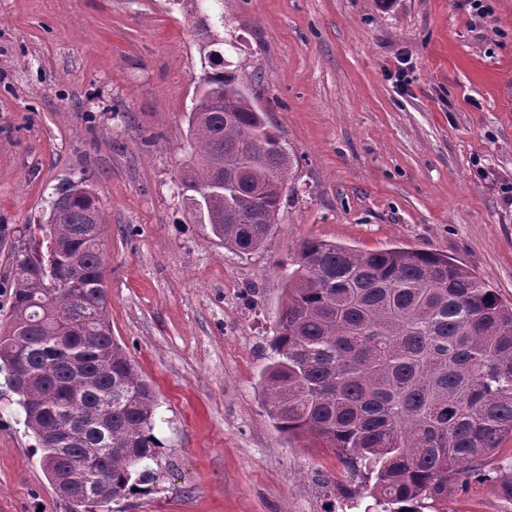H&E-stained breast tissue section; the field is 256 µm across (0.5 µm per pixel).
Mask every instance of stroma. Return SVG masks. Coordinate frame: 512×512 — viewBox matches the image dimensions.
Listing matches in <instances>:
<instances>
[{
	"instance_id": "1",
	"label": "stroma",
	"mask_w": 512,
	"mask_h": 512,
	"mask_svg": "<svg viewBox=\"0 0 512 512\" xmlns=\"http://www.w3.org/2000/svg\"><path fill=\"white\" fill-rule=\"evenodd\" d=\"M0 0V327L10 231L91 176L112 334L152 384L154 491L110 512H364L370 486L266 414L283 262L307 239L436 251L512 302V0ZM294 156L260 250L235 254L180 195L185 114L211 53ZM404 68L405 83L395 72ZM0 370V512H69ZM448 512H512V442Z\"/></svg>"
}]
</instances>
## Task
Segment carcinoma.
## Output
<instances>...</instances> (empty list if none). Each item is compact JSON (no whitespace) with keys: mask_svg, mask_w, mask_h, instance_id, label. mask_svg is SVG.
<instances>
[{"mask_svg":"<svg viewBox=\"0 0 512 512\" xmlns=\"http://www.w3.org/2000/svg\"><path fill=\"white\" fill-rule=\"evenodd\" d=\"M197 22H224V0ZM189 180L212 161L251 162L258 198L226 188L185 203L224 247L249 254L278 223L294 157L226 71L204 75L186 115ZM46 238L13 230L12 305L0 365L19 396L40 465L59 487L95 448L100 483L70 486L69 512H105L152 491L155 392L112 336L101 256L104 210L79 177L56 188ZM271 356L261 372L268 417L288 437L311 434L353 471L374 477L368 509L448 512V487L486 478L512 440V304L446 255L404 247L362 252L308 239L288 264ZM80 417L82 435L49 432Z\"/></svg>","mask_w":512,"mask_h":512,"instance_id":"cac0c4a2","label":"carcinoma"}]
</instances>
